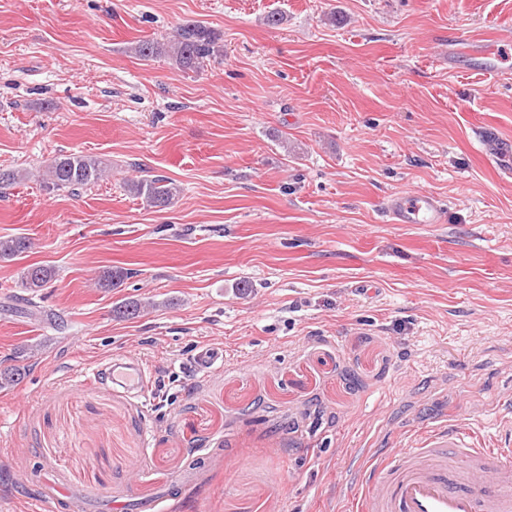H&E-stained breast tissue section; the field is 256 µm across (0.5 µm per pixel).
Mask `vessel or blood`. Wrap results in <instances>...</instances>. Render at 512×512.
Returning a JSON list of instances; mask_svg holds the SVG:
<instances>
[{
	"instance_id": "obj_1",
	"label": "vessel or blood",
	"mask_w": 512,
	"mask_h": 512,
	"mask_svg": "<svg viewBox=\"0 0 512 512\" xmlns=\"http://www.w3.org/2000/svg\"><path fill=\"white\" fill-rule=\"evenodd\" d=\"M485 76L497 75L507 48L482 46ZM385 207L397 224H440L445 215L436 197L399 193ZM88 386L112 387L145 397L147 366L117 355L95 367ZM404 452L377 457L354 472L356 512H512V427L493 439L459 422H442L411 433Z\"/></svg>"
}]
</instances>
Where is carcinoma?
I'll return each instance as SVG.
<instances>
[{
  "label": "carcinoma",
  "instance_id": "1",
  "mask_svg": "<svg viewBox=\"0 0 512 512\" xmlns=\"http://www.w3.org/2000/svg\"><path fill=\"white\" fill-rule=\"evenodd\" d=\"M143 58L167 57L183 72H197L204 65L223 55L222 36L200 21L180 25L172 39L166 42L142 40L134 48ZM107 166L99 159L69 153L56 156L42 171L40 178L48 190L76 191L100 182ZM127 191L140 198L148 208L163 210L174 204L181 194V187L172 179L156 176L151 179L131 180L125 183ZM30 248L25 237L0 239V260H13ZM123 269H108L97 279L96 286L103 289L119 288L128 278ZM55 278L54 268L30 265L24 269L20 287L36 296Z\"/></svg>",
  "mask_w": 512,
  "mask_h": 512
}]
</instances>
